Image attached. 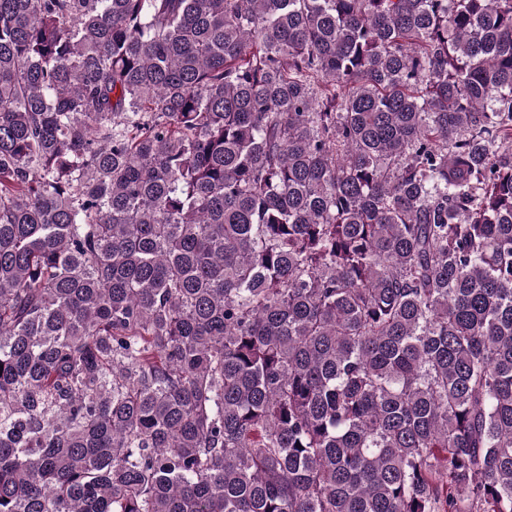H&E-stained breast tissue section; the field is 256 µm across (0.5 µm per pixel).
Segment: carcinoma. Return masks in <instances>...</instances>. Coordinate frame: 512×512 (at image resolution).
I'll return each instance as SVG.
<instances>
[{"label": "carcinoma", "mask_w": 512, "mask_h": 512, "mask_svg": "<svg viewBox=\"0 0 512 512\" xmlns=\"http://www.w3.org/2000/svg\"><path fill=\"white\" fill-rule=\"evenodd\" d=\"M0 512H512V0H0Z\"/></svg>", "instance_id": "obj_1"}]
</instances>
